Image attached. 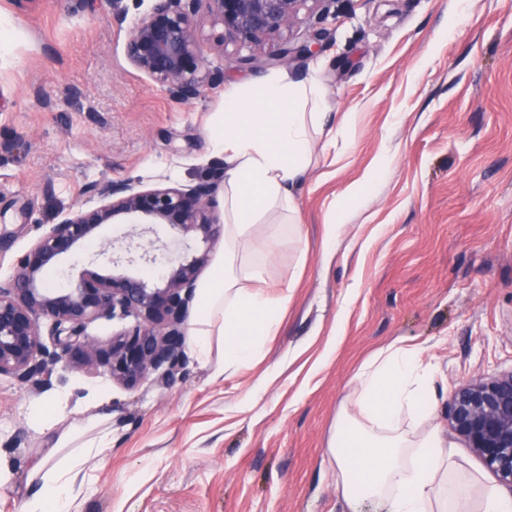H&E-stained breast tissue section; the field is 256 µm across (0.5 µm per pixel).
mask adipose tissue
I'll return each mask as SVG.
<instances>
[{
	"label": "adipose tissue",
	"instance_id": "1",
	"mask_svg": "<svg viewBox=\"0 0 512 512\" xmlns=\"http://www.w3.org/2000/svg\"><path fill=\"white\" fill-rule=\"evenodd\" d=\"M330 111L314 75L301 82L270 76L258 88L225 96L224 121L211 134L224 154L225 248L196 289L188 345L200 362H208L217 345L224 369L248 363L279 325L288 294L269 292L262 268L243 257L262 213L277 211L298 223L293 190L310 163V131ZM379 174L370 170L327 211L325 256L336 250L346 204L363 198ZM357 381L355 410L338 418L333 448L337 485L347 502L371 499L382 512H512V497L454 480L455 465L439 431L415 435L403 429L402 416L423 424L437 405L436 374L418 351L389 350L365 364ZM80 475L75 463L64 473H47L26 512H69Z\"/></svg>",
	"mask_w": 512,
	"mask_h": 512
}]
</instances>
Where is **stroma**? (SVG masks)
Listing matches in <instances>:
<instances>
[{
	"mask_svg": "<svg viewBox=\"0 0 512 512\" xmlns=\"http://www.w3.org/2000/svg\"><path fill=\"white\" fill-rule=\"evenodd\" d=\"M111 17V0H0L1 278L42 226L90 205L91 183L207 176L222 157L209 130L226 90L314 73L333 113L311 135L300 224L270 212L255 226V241L278 245L252 260L291 293L261 355L221 378V350L206 364L188 356L168 390L126 389L95 370L45 392L1 377L0 512H25L43 471L78 454L70 512H376L345 501L330 443L356 373L391 347L437 368L432 426L460 475L498 487L449 428L448 399L512 370V0H336L294 27L322 31L315 56L225 69L223 86L190 104L125 62ZM383 156L324 262L327 208ZM104 414L105 449L83 454L88 422Z\"/></svg>",
	"mask_w": 512,
	"mask_h": 512,
	"instance_id": "obj_1",
	"label": "stroma"
}]
</instances>
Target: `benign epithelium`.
<instances>
[{
    "instance_id": "1",
    "label": "benign epithelium",
    "mask_w": 512,
    "mask_h": 512,
    "mask_svg": "<svg viewBox=\"0 0 512 512\" xmlns=\"http://www.w3.org/2000/svg\"><path fill=\"white\" fill-rule=\"evenodd\" d=\"M151 2L130 21L122 0H112V24L125 30V60L173 101L190 104L224 82V70L212 67L205 52L199 13L221 27L222 51L230 46L262 50V60L233 58L239 67L253 66L311 53V42L295 46L283 33L303 11L324 14L330 0ZM223 180L224 162L219 161L209 179L185 187L172 186L164 177L151 185L125 178L92 185L96 204L44 228L16 259L13 273L0 279V377L40 387L51 385L58 366L71 373L103 366L113 382L127 388L150 377L164 388L174 386L186 365L188 306L199 273L223 236L216 196ZM109 224L131 226L125 246L117 249L103 236ZM155 224L168 225L176 244L199 238L207 247L190 256L144 240ZM93 242L99 244L97 257L112 266L111 274L87 268L66 288L43 284L47 268ZM159 264L162 273L153 285L126 271ZM99 319L129 325L103 346L87 334L88 325ZM448 425L512 489V371L455 388L448 400Z\"/></svg>"
}]
</instances>
